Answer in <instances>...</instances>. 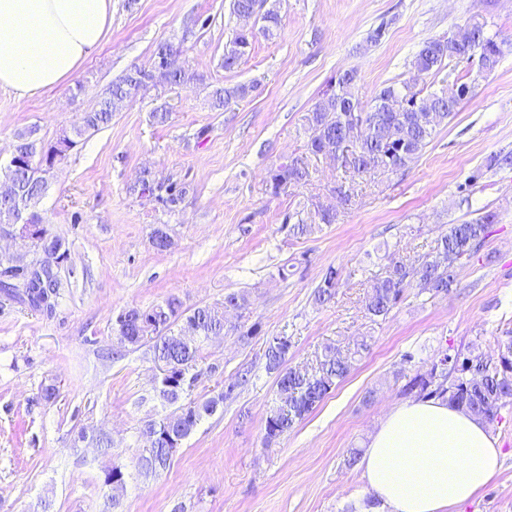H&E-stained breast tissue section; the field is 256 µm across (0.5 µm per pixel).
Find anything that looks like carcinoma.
<instances>
[{"label": "carcinoma", "mask_w": 512, "mask_h": 512, "mask_svg": "<svg viewBox=\"0 0 512 512\" xmlns=\"http://www.w3.org/2000/svg\"><path fill=\"white\" fill-rule=\"evenodd\" d=\"M472 45L481 48L477 76L486 77L495 71L502 56L501 43L486 34L483 27L476 26L469 40L458 42L448 38H434L425 41L417 52L413 67L417 77L438 73L445 62H468ZM252 38L241 33L224 48V70L231 71L248 54ZM149 68H133L112 87L97 103V107L86 113L83 124L64 128L55 142L44 147L25 169L12 172L19 199L24 209L0 200V222H15L24 214L30 220L43 223L34 211L46 189V174L59 161L55 160L53 149L62 143L78 145L86 133L96 131L112 120V113L120 109L124 100L133 90L146 89L150 75ZM204 76L180 66L167 74L166 83L174 86L194 84L203 81ZM356 73L345 71L322 94L314 108L308 113L309 137L306 150L309 154L336 156V146L345 144L350 137L347 116L351 110L363 109L355 94ZM252 87L237 85L217 87L212 92L213 107L220 110L229 102L246 95ZM472 92V84L461 83L457 88L432 92L421 96V91L409 82L390 84L382 89L369 106L365 123L367 132L356 144L353 170L358 174L375 171L397 173L406 168L428 145L437 126L448 119ZM309 170L301 158L280 163L268 172V187L273 195L291 184L307 179ZM173 194L160 197L165 207L172 210L187 194V187L177 183L169 184ZM496 215L486 212L480 217L463 224H453L448 233L437 243L436 255L432 258L401 259L388 274L370 285L366 311L373 318L386 317L400 303L408 289L417 286L423 292L433 295L446 292L457 279V270L463 260L474 257L488 237L489 225L495 223ZM152 243L156 250L165 252L173 247V240L165 226L154 229ZM337 273L328 269L322 282L314 292L318 305L332 301L336 295ZM45 292L36 290L23 278L13 285L11 296L39 308L44 302ZM245 295L228 293L224 296V309L202 306L187 312L176 297H169L155 306L131 308L122 313L124 319L116 322L118 344L138 348L152 342L154 359L171 370V375L158 381L154 389L157 395L174 406L168 415L160 420H151L144 425L148 430L153 426L166 428L180 440L185 441L205 416H211L224 402L228 394L222 393L202 402L180 403L186 387L189 369L199 357V345L186 343L172 331L177 322L194 326L198 336H220L224 334V310L242 309L246 306ZM290 342L286 336H275L269 340L265 351L266 368L276 373L277 386L288 385L293 397L288 402L270 411L265 421V442L270 443L288 433L296 422L311 412L326 394L344 379L350 371L351 359L338 357L329 352L318 367L308 370L284 367L287 362ZM405 391L420 399L438 398L458 409H466L487 423L498 419V411L512 405V336L490 354L472 346L467 353L447 355V362H436L423 372L412 377ZM79 440H88L97 448L108 450L112 441L102 431L91 434L82 431ZM172 458L168 442L157 439L145 453L139 456L137 466L146 475L165 469Z\"/></svg>", "instance_id": "cac0c4a2"}]
</instances>
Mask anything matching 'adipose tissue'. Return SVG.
Here are the masks:
<instances>
[{
  "label": "adipose tissue",
  "mask_w": 512,
  "mask_h": 512,
  "mask_svg": "<svg viewBox=\"0 0 512 512\" xmlns=\"http://www.w3.org/2000/svg\"><path fill=\"white\" fill-rule=\"evenodd\" d=\"M111 18L112 0H0V88L24 100L68 81ZM501 457L484 422L414 399L382 418L359 467L391 512H457L499 475Z\"/></svg>",
  "instance_id": "adipose-tissue-1"
}]
</instances>
